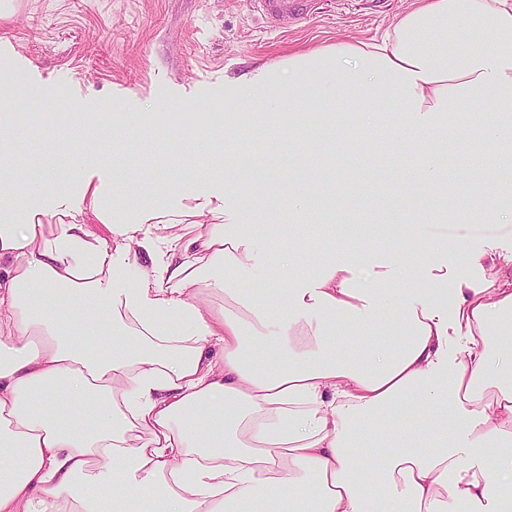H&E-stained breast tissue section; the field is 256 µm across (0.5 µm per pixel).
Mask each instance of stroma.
<instances>
[{
    "label": "stroma",
    "mask_w": 512,
    "mask_h": 512,
    "mask_svg": "<svg viewBox=\"0 0 512 512\" xmlns=\"http://www.w3.org/2000/svg\"><path fill=\"white\" fill-rule=\"evenodd\" d=\"M419 0H312L305 21H262L251 0H17L10 20L0 21V37L8 38L15 54L28 64L34 84L51 90L93 91L112 100V119L126 131L131 117L148 104L163 108L155 122L262 125L264 135L242 155L225 154V145L207 140L170 141L159 145L140 135L135 180L150 187L170 178L171 169L157 161L159 152L181 158L205 159L224 153L228 171L253 180L238 224L265 235L266 225L295 224L279 196L282 172L289 165L287 117L253 112L230 88L231 82L266 64L340 42H370L383 37L399 17ZM222 99L223 112H211L207 102ZM324 152H312L307 167L322 187L333 174L326 153L343 155L352 143L347 129L328 124L318 131ZM411 143L395 128L366 140L365 152L381 156L379 165L392 192L388 221H406L403 200L415 187L408 155ZM377 176L351 179L336 201L335 222L302 224L309 250H322L334 239L337 251L349 245L353 225L375 224L380 203L373 196ZM300 223V222H299ZM449 238L464 237L470 249L487 243L512 247L511 224H452Z\"/></svg>",
    "instance_id": "stroma-1"
}]
</instances>
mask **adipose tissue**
Segmentation results:
<instances>
[{
	"label": "adipose tissue",
	"mask_w": 512,
	"mask_h": 512,
	"mask_svg": "<svg viewBox=\"0 0 512 512\" xmlns=\"http://www.w3.org/2000/svg\"><path fill=\"white\" fill-rule=\"evenodd\" d=\"M452 33L439 46L430 35ZM260 111L293 115L349 101L351 133L379 134L389 112L430 148L412 157L423 251L360 235L284 288L254 280L265 254L228 221L244 190L224 158L218 186L190 209L185 182L117 193L111 101L71 95L62 125L2 121L0 138L50 143L44 178L0 158V512H486L512 503V252L474 251L430 223L451 194L467 224L512 222V0H425L381 40L339 43L267 65L237 85ZM471 98L496 147L495 180L449 185L441 163L452 117ZM140 128L159 142L222 140L220 124ZM288 205L318 212L321 190L289 133ZM107 225L111 239L92 232ZM167 259L131 277L139 250ZM459 268L447 275L449 257ZM372 287L356 282L358 267ZM345 325L336 333L335 325ZM498 444L494 466L480 450Z\"/></svg>",
	"instance_id": "obj_1"
}]
</instances>
